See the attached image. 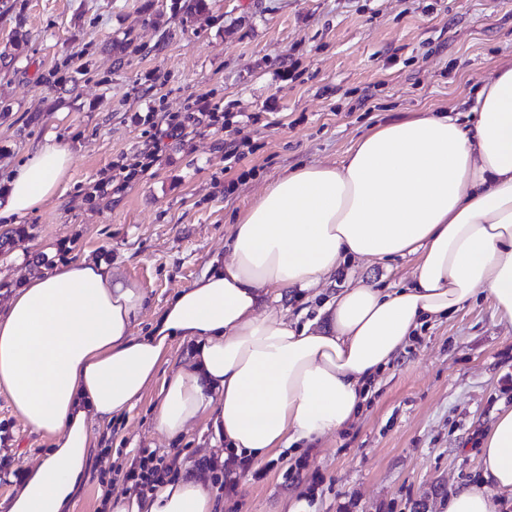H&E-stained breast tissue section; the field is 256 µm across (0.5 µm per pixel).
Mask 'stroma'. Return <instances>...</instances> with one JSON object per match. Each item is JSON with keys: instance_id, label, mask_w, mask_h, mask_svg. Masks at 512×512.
<instances>
[{"instance_id": "1", "label": "stroma", "mask_w": 512, "mask_h": 512, "mask_svg": "<svg viewBox=\"0 0 512 512\" xmlns=\"http://www.w3.org/2000/svg\"><path fill=\"white\" fill-rule=\"evenodd\" d=\"M511 60L512 0H205L190 17L175 0H0V185L46 139L72 154L58 197L0 220V305L25 274L98 259L146 291L134 332L147 335L155 313L223 257L235 215L268 178L340 162L403 114L451 106L471 125L482 79ZM198 95L223 103L231 126L172 143L120 198L85 200L101 169L140 149L149 128L137 114L180 112ZM228 140L239 162L225 159ZM412 265L365 259L325 292L353 277L397 288ZM159 392L152 383L130 412L94 425L74 512H102L132 491L125 474L142 452L177 456L184 474L223 455L208 419L181 439L161 435ZM511 407L512 327L482 300L423 325L347 430L255 464L232 494L223 473L204 477L215 512H444L452 488L479 481L481 440ZM45 449L0 394V498L9 474Z\"/></svg>"}]
</instances>
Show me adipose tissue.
<instances>
[{"label": "adipose tissue", "mask_w": 512, "mask_h": 512, "mask_svg": "<svg viewBox=\"0 0 512 512\" xmlns=\"http://www.w3.org/2000/svg\"><path fill=\"white\" fill-rule=\"evenodd\" d=\"M464 129L422 112L379 124L341 164L271 178L239 213L223 260L133 328L147 295L111 264L84 258L30 275L0 308V393L48 444L0 512H72L87 477L93 424L131 410L161 380L156 428L168 439L212 420L229 452L258 463L349 427L368 384L425 322L491 300L512 325V63L484 80ZM71 151L46 139L0 194V218L55 197ZM413 258L398 288L350 281L326 299L323 324L279 310L321 296L347 262ZM185 358L160 376L173 343ZM482 480L456 486L446 512H499L512 492V408L481 441ZM200 476L109 497L106 512H214Z\"/></svg>", "instance_id": "1"}]
</instances>
